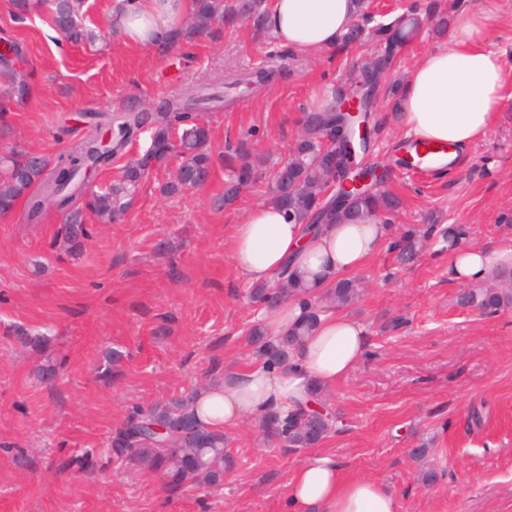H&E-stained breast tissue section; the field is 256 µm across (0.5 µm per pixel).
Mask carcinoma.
<instances>
[{
  "label": "carcinoma",
  "instance_id": "obj_1",
  "mask_svg": "<svg viewBox=\"0 0 512 512\" xmlns=\"http://www.w3.org/2000/svg\"><path fill=\"white\" fill-rule=\"evenodd\" d=\"M82 0H16V8L35 12L46 6L51 20L62 35L74 42H89L92 36L79 22ZM263 0H197L191 18V28L169 44L173 48L183 38L206 34L221 22L235 26L239 19L252 22L255 29L262 28ZM419 27L416 17L401 16L388 24H379L370 32L362 25H354L342 42L352 43L367 34L376 41L373 64L386 71L414 37ZM12 50L11 55L0 57V75L9 78L0 97L9 103H22L31 94L27 72L22 69L19 45L9 36L0 37ZM295 56L282 53L264 67L225 76L224 88L232 89L248 83H267L287 76ZM224 103V95L207 85L190 90L186 95L165 101L156 112L126 110L124 112H96L86 115L88 133L55 162L46 160L36 165L30 153L17 147L0 156V216L13 212L25 202L24 219L28 224L41 222L47 209L54 207L67 212L64 224V243L73 256L82 253L83 240L89 234L82 222V214L71 211L76 203L94 215L102 224L112 223L127 207L141 180L148 171L171 157L179 159L174 181L163 187L167 194L184 188L203 185L212 167L209 150L210 133L197 122V114ZM343 117L334 113L310 112L303 124V134L297 141L292 157L276 171L272 200L300 220L316 218L320 199L318 189L333 183L338 186L332 219L339 222L355 220L372 213L384 224L398 210V198L377 187L364 197L354 196V190L344 188L350 178L349 168L336 167L331 156L339 150L336 130ZM152 129L151 143L145 153L124 166L122 176L104 190L85 192L88 176L112 165V160L124 154L126 147L141 134L144 127ZM112 133L109 144L100 140V130ZM251 179L250 167L237 169L224 185V204L233 202L242 185ZM421 234L409 229L396 244L399 260L410 261L416 255ZM360 294V283L355 279H340L329 289L328 298L336 307L351 305ZM460 302L467 306L495 312L512 307V269L496 272L487 285L464 293ZM299 341V334H290L272 342L264 330L254 325L248 334V343L266 358L270 367H283L288 353ZM330 419L311 410L294 414L272 413L260 421L264 435L294 448H311L326 438L332 429ZM162 427L161 434L157 428ZM102 454L123 456L136 466H145L162 472L169 478V487L178 489L185 484L195 487H217L224 481L225 470L233 465L224 434L211 430L202 422L192 407V395L170 399L141 410L128 420L112 437L110 447Z\"/></svg>",
  "mask_w": 512,
  "mask_h": 512
}]
</instances>
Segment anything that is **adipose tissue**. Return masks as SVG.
I'll return each mask as SVG.
<instances>
[{
	"label": "adipose tissue",
	"instance_id": "obj_1",
	"mask_svg": "<svg viewBox=\"0 0 512 512\" xmlns=\"http://www.w3.org/2000/svg\"><path fill=\"white\" fill-rule=\"evenodd\" d=\"M193 0H121L112 25L129 46L168 42L192 13ZM264 25L281 45L309 53L336 48L360 20L358 0H265ZM488 13L458 8L443 40L424 53L399 83L395 103L413 138L450 144L453 165L485 138L501 116L505 72L501 54L486 45ZM391 238L389 225L302 224L273 202L252 207L236 224L227 251L253 285H273L282 270L320 296L336 278L364 268ZM512 268V242L465 247L448 263L451 280L478 285L493 269ZM365 326L325 307L314 330L290 353L285 370L264 362L228 367L195 393L192 404L212 429L227 432L245 419L313 406L364 358ZM289 512H399L397 495L380 482L345 474L335 458L316 455L295 466L286 482Z\"/></svg>",
	"mask_w": 512,
	"mask_h": 512
}]
</instances>
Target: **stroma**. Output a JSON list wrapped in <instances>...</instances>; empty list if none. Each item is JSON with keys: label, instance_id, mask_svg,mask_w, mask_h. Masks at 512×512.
I'll return each instance as SVG.
<instances>
[{"label": "stroma", "instance_id": "1", "mask_svg": "<svg viewBox=\"0 0 512 512\" xmlns=\"http://www.w3.org/2000/svg\"><path fill=\"white\" fill-rule=\"evenodd\" d=\"M114 4L85 0L81 22L98 35L89 48L61 40L48 15L22 19L0 0V33L20 46L35 86L26 104H7L0 116V149L55 159L78 138L85 113L151 110L225 72L261 67L280 50L247 22L215 26L168 52L130 48L112 27ZM476 4L491 8L487 40L506 62L503 115L465 167L394 168L387 187L402 200L396 232L432 233L412 264L399 265L387 246L356 273L361 294L344 312L364 324L369 347L329 394L338 424L317 449L391 488L400 512H512V308L461 306L469 286L448 277L449 227L465 229L466 245L512 242V0ZM420 22L389 81L441 42L434 16ZM373 53L366 39L299 55L287 77L201 113L209 181L164 195L174 167L153 169L116 223L84 213L92 233L79 258L61 246L62 213L48 210L39 224L17 211L0 217V512H285L286 475L312 451L268 442L254 420L228 432L235 464L213 492L171 490L161 472L127 462L89 473L68 463L108 447L135 407L255 362L246 335L260 309L224 241L251 206L270 200L274 170L316 109L318 83L347 96ZM377 118L366 160L391 165L407 135L390 94H381ZM237 151L257 178L226 205ZM18 324L49 333V347L23 346L11 333ZM112 350L122 358L111 367ZM48 359L59 375L45 384L33 369ZM419 446L428 453L412 461ZM427 469L436 474L430 485L420 480Z\"/></svg>", "mask_w": 512, "mask_h": 512}]
</instances>
